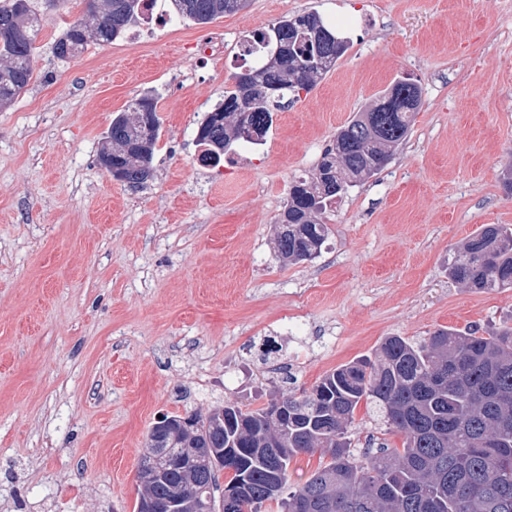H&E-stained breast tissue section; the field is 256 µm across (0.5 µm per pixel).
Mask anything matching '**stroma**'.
Masks as SVG:
<instances>
[{
  "label": "stroma",
  "mask_w": 512,
  "mask_h": 512,
  "mask_svg": "<svg viewBox=\"0 0 512 512\" xmlns=\"http://www.w3.org/2000/svg\"><path fill=\"white\" fill-rule=\"evenodd\" d=\"M86 11L42 10L34 77L0 111V512H135L160 415L301 395L387 336L512 326V289L446 272L482 225H512V0H251L58 59L55 37ZM309 11L347 53L262 145L204 164L197 127L251 67L248 35ZM206 36L223 37L222 61L198 59ZM401 76L422 89L408 140L333 204L318 257L283 263L273 239L291 182ZM146 93L161 136L153 178L134 188L99 153ZM351 434L360 455L402 444L363 405Z\"/></svg>",
  "instance_id": "1"
}]
</instances>
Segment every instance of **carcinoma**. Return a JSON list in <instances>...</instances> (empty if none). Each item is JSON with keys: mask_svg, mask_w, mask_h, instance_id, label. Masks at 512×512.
I'll list each match as a JSON object with an SVG mask.
<instances>
[{"mask_svg": "<svg viewBox=\"0 0 512 512\" xmlns=\"http://www.w3.org/2000/svg\"><path fill=\"white\" fill-rule=\"evenodd\" d=\"M84 17L54 40L61 60L91 44L110 43L142 16L143 0H87ZM181 19L205 25L245 9L249 0H169ZM34 0H0V110L29 85L38 54ZM324 23L315 12L287 16L271 33H253L248 52L259 51L249 69V92L224 90L197 132L201 160H218L239 143H261L273 113L312 90L343 57L314 46L309 26ZM419 85L393 82L394 100L384 112L371 107L337 130L336 139L309 174L295 178L277 219L274 250L286 263L318 254L331 229L324 215L336 198L367 182L388 163L391 148L404 143L415 112L395 98ZM161 122L154 96L132 100L108 128L109 157L118 180L144 182L152 165ZM448 278L486 292L512 288V228L486 224L448 258ZM372 406L402 447L379 446L354 453L350 427L360 403ZM168 417L153 425L143 456L160 470L141 496L165 505L179 498L180 512H197L216 494L238 495L242 512H512V326L479 332L440 328L416 342L385 337L372 356L327 372L299 398H272L258 409L226 403L206 415ZM224 451L231 469L219 482L214 454ZM320 452L329 461L301 486L288 488V464L300 453Z\"/></svg>", "mask_w": 512, "mask_h": 512, "instance_id": "obj_1", "label": "carcinoma"}]
</instances>
